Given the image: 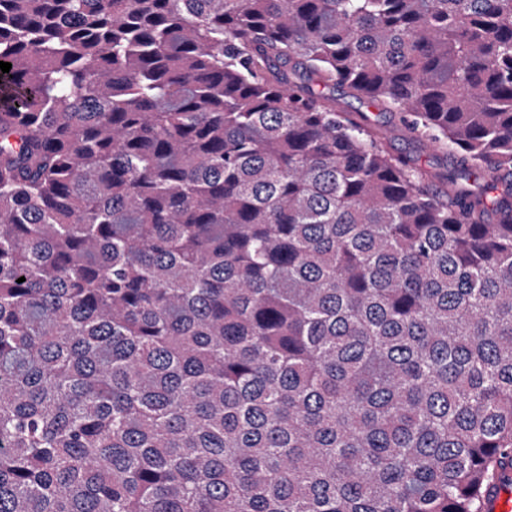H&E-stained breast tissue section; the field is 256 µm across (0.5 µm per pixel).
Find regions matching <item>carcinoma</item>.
I'll return each instance as SVG.
<instances>
[{
  "instance_id": "carcinoma-1",
  "label": "carcinoma",
  "mask_w": 512,
  "mask_h": 512,
  "mask_svg": "<svg viewBox=\"0 0 512 512\" xmlns=\"http://www.w3.org/2000/svg\"><path fill=\"white\" fill-rule=\"evenodd\" d=\"M0 61V512H489L512 0H0ZM333 96L344 112H350L356 118L363 115L371 122L382 124L390 150L396 155L414 159L427 172L431 188L438 192L444 191L440 161L432 156L429 147L424 148L410 133L402 120V114H382L376 105L354 97L347 89L336 88Z\"/></svg>"
}]
</instances>
